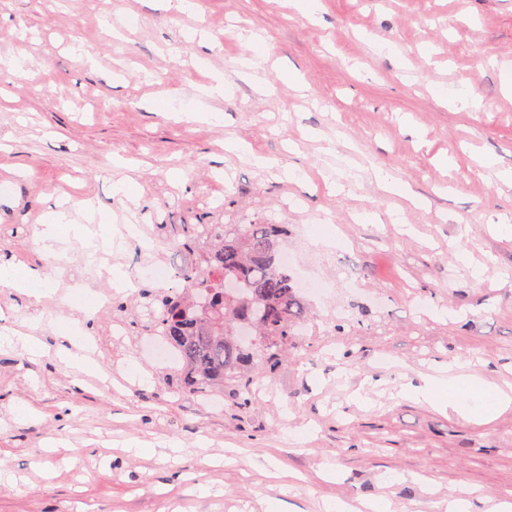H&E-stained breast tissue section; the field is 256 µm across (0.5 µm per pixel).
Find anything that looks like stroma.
<instances>
[{"mask_svg":"<svg viewBox=\"0 0 512 512\" xmlns=\"http://www.w3.org/2000/svg\"><path fill=\"white\" fill-rule=\"evenodd\" d=\"M310 23L289 0H0V254L49 274L40 291L0 287V334L41 339L42 355L0 344V512H321L387 497L394 512H442L464 490L512 491V406L483 422L402 392L432 367L512 385V0H323ZM110 12L113 30L100 22ZM242 28L269 58L241 68ZM397 56L376 54V43ZM213 74L228 83L215 122L153 111L194 105ZM467 86L437 100L433 78ZM234 138L275 160L225 152ZM454 164L445 168L442 155ZM353 177L344 192L326 180ZM384 170L421 200L376 181ZM131 179L134 192L113 195ZM95 199L100 237L148 225L161 249L200 224L298 226L346 252L307 303L300 336L260 364L252 393L175 394L179 362L143 351L139 299L106 312L72 305L67 285H102L79 243L37 244L52 197ZM362 286L342 288L345 265ZM123 322L126 333L109 332ZM69 324L92 336L84 368L57 353ZM145 448L124 455L129 440Z\"/></svg>","mask_w":512,"mask_h":512,"instance_id":"35a3bbf8","label":"stroma"}]
</instances>
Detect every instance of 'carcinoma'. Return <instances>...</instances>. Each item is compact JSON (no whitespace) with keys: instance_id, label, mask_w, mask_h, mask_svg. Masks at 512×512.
I'll use <instances>...</instances> for the list:
<instances>
[{"instance_id":"carcinoma-1","label":"carcinoma","mask_w":512,"mask_h":512,"mask_svg":"<svg viewBox=\"0 0 512 512\" xmlns=\"http://www.w3.org/2000/svg\"><path fill=\"white\" fill-rule=\"evenodd\" d=\"M283 236L277 224H203L200 260L178 272L182 289L161 300L142 294L150 326L183 362L182 388L221 392L237 380L249 389L257 351L276 360L271 348L304 324V300L280 259Z\"/></svg>"}]
</instances>
